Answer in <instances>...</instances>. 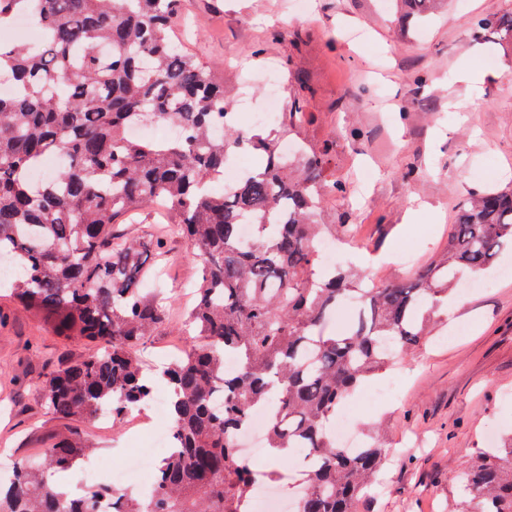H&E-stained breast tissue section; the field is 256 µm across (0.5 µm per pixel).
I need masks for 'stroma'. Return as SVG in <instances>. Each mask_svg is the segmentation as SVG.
Segmentation results:
<instances>
[{
  "label": "stroma",
  "mask_w": 512,
  "mask_h": 512,
  "mask_svg": "<svg viewBox=\"0 0 512 512\" xmlns=\"http://www.w3.org/2000/svg\"><path fill=\"white\" fill-rule=\"evenodd\" d=\"M507 11L512 0H442L421 18L396 0H308L302 15L296 0H181L177 32L196 58L224 72L232 103L248 99L254 111L266 106L264 71L276 68L283 99L300 102L298 140L313 150L332 143L331 176L348 188L327 193L318 218L335 225L343 262L381 283L436 258L472 193L512 187V43L492 30L473 38L477 19ZM466 67L475 82L462 79ZM166 251L170 321L142 347L152 366L181 345L198 277L184 240H169ZM504 267H512L510 248L485 272L494 288L449 308L438 336L345 399L354 427L382 426L389 449L367 512H455L458 475L484 448L486 431L512 433V276L499 277ZM89 350L0 294V455L30 459L75 428L90 460L125 464V424H75L41 398L45 373ZM387 382L396 395L368 402L370 387Z\"/></svg>",
  "instance_id": "35a3bbf8"
}]
</instances>
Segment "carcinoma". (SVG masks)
I'll use <instances>...</instances> for the list:
<instances>
[{
	"mask_svg": "<svg viewBox=\"0 0 512 512\" xmlns=\"http://www.w3.org/2000/svg\"><path fill=\"white\" fill-rule=\"evenodd\" d=\"M179 8L180 0H0V33L19 13L40 32L31 44L0 40V75L16 85L0 97V260L17 267L8 288L27 312L93 345L48 373V411L120 420L153 398L139 353L167 320L164 299L145 288L164 240L147 254L116 230L120 218L172 213L173 234L200 261L183 320L189 342L161 372L175 397L174 444L151 494L59 491L50 473L88 451L72 430L40 449L38 464L19 462L0 481V512H97L104 498L112 512H250L264 472L240 456L237 438L260 409L270 410L266 449H307L296 512H359L388 449L375 436L355 453L338 445L336 408L397 353L430 338L431 314L462 272L481 273L512 247V192L472 194L443 257L402 280L367 285L325 265L319 243L329 231L318 210L325 190L346 193L327 179L330 146L283 161L279 143L302 117L294 101L277 128L241 127L223 76L176 45ZM489 29L511 41L512 12L477 22V33ZM160 122L180 134L128 133ZM239 149L258 165L232 191L214 190ZM57 153L66 162L34 184L30 173ZM244 224L252 226L247 246ZM460 482L462 512H512V438L465 465Z\"/></svg>",
	"mask_w": 512,
	"mask_h": 512,
	"instance_id": "carcinoma-1",
	"label": "carcinoma"
}]
</instances>
